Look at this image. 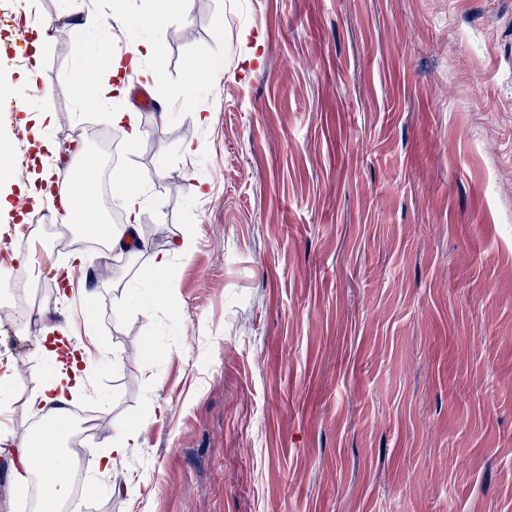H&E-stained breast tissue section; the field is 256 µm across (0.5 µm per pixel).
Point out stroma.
<instances>
[{
    "mask_svg": "<svg viewBox=\"0 0 512 512\" xmlns=\"http://www.w3.org/2000/svg\"><path fill=\"white\" fill-rule=\"evenodd\" d=\"M81 8L0 0L40 45L0 65V103L44 93L0 119L31 154L0 180V253L16 200L44 210L46 172L77 168L113 112L142 130L121 155L150 251L42 239L89 299L41 284L37 315L0 332L28 395L57 373L28 337L69 326L95 448L139 429L116 475L68 470L72 512H512V0H190L158 23L127 0L101 33ZM79 39L152 43L160 82L76 96ZM194 65L209 77L186 96ZM154 249L177 269L167 307ZM37 419L18 403L0 429V512Z\"/></svg>",
    "mask_w": 512,
    "mask_h": 512,
    "instance_id": "stroma-1",
    "label": "stroma"
}]
</instances>
